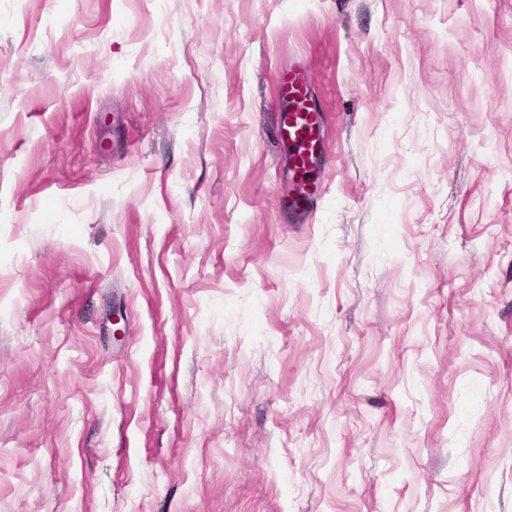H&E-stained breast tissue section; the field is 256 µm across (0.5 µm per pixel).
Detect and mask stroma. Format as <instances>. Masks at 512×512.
I'll use <instances>...</instances> for the list:
<instances>
[{"label": "stroma", "instance_id": "obj_1", "mask_svg": "<svg viewBox=\"0 0 512 512\" xmlns=\"http://www.w3.org/2000/svg\"><path fill=\"white\" fill-rule=\"evenodd\" d=\"M0 512H512V0H0ZM279 93L288 102V109L281 116V125L294 146L292 154L294 175L306 177L310 171L322 140L317 112L313 109L304 81L298 76L281 78Z\"/></svg>", "mask_w": 512, "mask_h": 512}]
</instances>
